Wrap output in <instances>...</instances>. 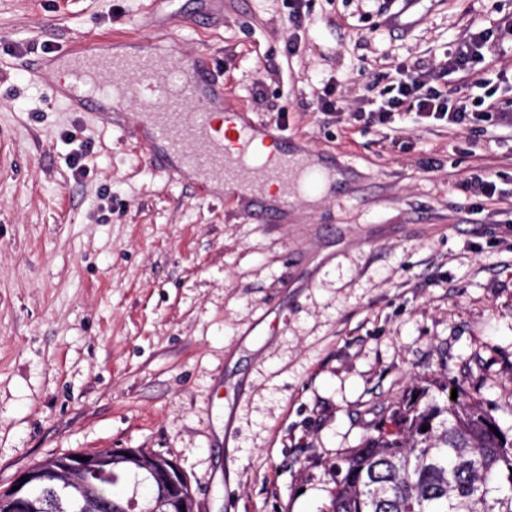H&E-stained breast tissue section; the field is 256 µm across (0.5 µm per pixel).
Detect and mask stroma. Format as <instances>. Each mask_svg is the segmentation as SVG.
Here are the masks:
<instances>
[{"label":"stroma","mask_w":512,"mask_h":512,"mask_svg":"<svg viewBox=\"0 0 512 512\" xmlns=\"http://www.w3.org/2000/svg\"><path fill=\"white\" fill-rule=\"evenodd\" d=\"M301 11L294 28L288 0H0V492L50 456L147 448L197 512H327L330 463L422 376L512 427V129L409 113L395 136L348 115L397 62L437 65L468 22L512 20V0ZM84 40L205 55L227 102L344 182L276 224L200 199L48 97L43 55ZM330 88L344 114L320 112ZM476 171L500 198L458 189Z\"/></svg>","instance_id":"stroma-1"}]
</instances>
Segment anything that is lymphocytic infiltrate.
Instances as JSON below:
<instances>
[{"instance_id": "lymphocytic-infiltrate-1", "label": "lymphocytic infiltrate", "mask_w": 512, "mask_h": 512, "mask_svg": "<svg viewBox=\"0 0 512 512\" xmlns=\"http://www.w3.org/2000/svg\"><path fill=\"white\" fill-rule=\"evenodd\" d=\"M507 42L512 43V20L498 21L484 29L466 27L438 66L399 62L391 83L378 96L366 99L364 108L353 112L352 117L383 125L392 123L396 113L414 111L422 119L446 123L452 130L480 124L512 128V109L496 103L491 80L479 71L492 46ZM451 74L458 75L457 84L438 89V82ZM473 87L484 89V96L471 97L469 90Z\"/></svg>"}]
</instances>
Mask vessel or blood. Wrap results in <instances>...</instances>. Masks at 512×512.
Here are the masks:
<instances>
[{
	"mask_svg": "<svg viewBox=\"0 0 512 512\" xmlns=\"http://www.w3.org/2000/svg\"><path fill=\"white\" fill-rule=\"evenodd\" d=\"M69 61L67 87H60L53 68L42 70L51 96L69 111L84 113L134 138L148 157H155L160 144H170L184 163L200 167L205 182L224 180L235 166L252 170L279 183L276 207L280 210L287 209L289 193L321 194L326 179L321 168L310 161L290 168L278 134L232 108L223 92L202 84L204 55H186L174 48L160 59L127 62L107 61L89 51L70 56ZM163 70L176 72V81H158ZM123 72L131 73V80L117 81V74ZM95 94L122 103L135 101V120H128L123 112L92 107ZM184 99L199 104V111H179L178 103Z\"/></svg>",
	"mask_w": 512,
	"mask_h": 512,
	"instance_id": "1",
	"label": "vessel or blood"
}]
</instances>
